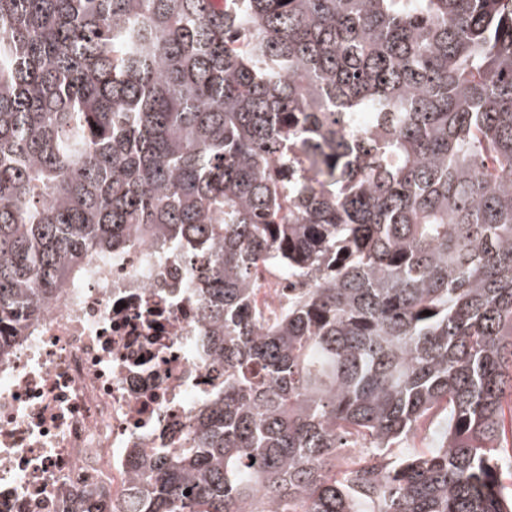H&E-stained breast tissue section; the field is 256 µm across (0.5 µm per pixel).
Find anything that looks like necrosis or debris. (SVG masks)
<instances>
[{"mask_svg":"<svg viewBox=\"0 0 512 512\" xmlns=\"http://www.w3.org/2000/svg\"><path fill=\"white\" fill-rule=\"evenodd\" d=\"M188 247L132 241L41 310L0 360V512L123 504L132 448H180L221 385L199 337Z\"/></svg>","mask_w":512,"mask_h":512,"instance_id":"1","label":"necrosis or debris"}]
</instances>
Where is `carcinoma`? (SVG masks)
Returning a JSON list of instances; mask_svg holds the SVG:
<instances>
[{
  "instance_id": "carcinoma-1",
  "label": "carcinoma",
  "mask_w": 512,
  "mask_h": 512,
  "mask_svg": "<svg viewBox=\"0 0 512 512\" xmlns=\"http://www.w3.org/2000/svg\"><path fill=\"white\" fill-rule=\"evenodd\" d=\"M132 236L224 381L127 512H512V0H0V357ZM447 430L448 419L443 415L434 417L426 431L422 432L419 436L410 439L407 445L401 447L416 448L419 451H432L443 445V439L445 438Z\"/></svg>"
}]
</instances>
